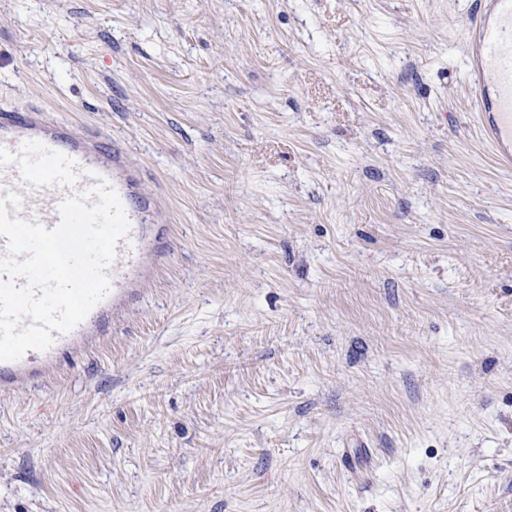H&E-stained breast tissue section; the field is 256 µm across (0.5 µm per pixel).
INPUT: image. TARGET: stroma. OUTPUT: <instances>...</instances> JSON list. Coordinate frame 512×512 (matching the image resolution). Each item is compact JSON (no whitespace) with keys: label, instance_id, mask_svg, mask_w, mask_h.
I'll return each mask as SVG.
<instances>
[{"label":"stroma","instance_id":"1","mask_svg":"<svg viewBox=\"0 0 512 512\" xmlns=\"http://www.w3.org/2000/svg\"><path fill=\"white\" fill-rule=\"evenodd\" d=\"M478 0H0V107L124 148L165 248L0 393V512H512V173ZM468 28L465 79L495 163L512 170V0H481Z\"/></svg>","mask_w":512,"mask_h":512}]
</instances>
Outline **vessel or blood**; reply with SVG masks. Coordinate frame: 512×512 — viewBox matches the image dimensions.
Masks as SVG:
<instances>
[{
  "instance_id": "obj_1",
  "label": "vessel or blood",
  "mask_w": 512,
  "mask_h": 512,
  "mask_svg": "<svg viewBox=\"0 0 512 512\" xmlns=\"http://www.w3.org/2000/svg\"><path fill=\"white\" fill-rule=\"evenodd\" d=\"M465 79L475 94L476 116L484 139L491 145L495 163L512 170V0H480V12L468 28ZM27 141H37L48 149L73 159L82 171L75 188H32L24 184L17 166L0 170V197L13 191L23 203L17 215L55 227L58 206L72 190H85L103 178L118 193L124 208L156 214L150 198L132 202L130 190L136 179L127 153L96 136L77 135L69 129L48 126L35 107L0 110V146L19 151ZM117 258L108 270L109 294L70 332L57 335L47 350H31L16 361H0V390L7 392L25 379L44 377L55 362L67 355L76 343L105 332L108 313L136 302L142 294L141 282L157 244L143 234L139 223H131L125 239L116 247Z\"/></svg>"
}]
</instances>
